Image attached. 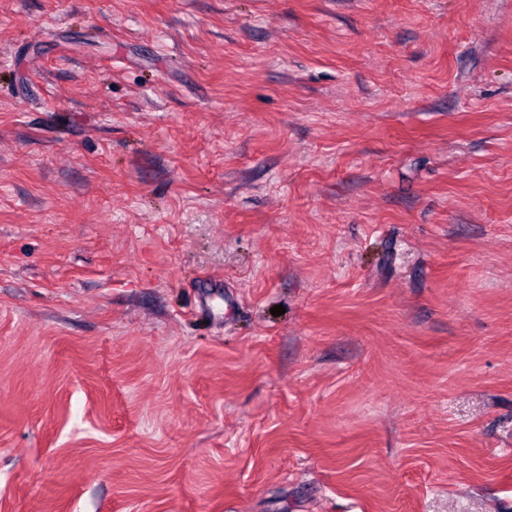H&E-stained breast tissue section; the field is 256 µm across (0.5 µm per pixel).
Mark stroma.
<instances>
[{
	"instance_id": "obj_1",
	"label": "stroma",
	"mask_w": 512,
	"mask_h": 512,
	"mask_svg": "<svg viewBox=\"0 0 512 512\" xmlns=\"http://www.w3.org/2000/svg\"><path fill=\"white\" fill-rule=\"evenodd\" d=\"M0 512H512V0H0Z\"/></svg>"
}]
</instances>
